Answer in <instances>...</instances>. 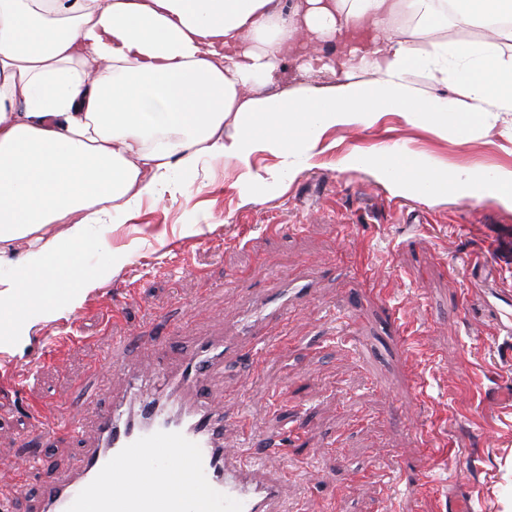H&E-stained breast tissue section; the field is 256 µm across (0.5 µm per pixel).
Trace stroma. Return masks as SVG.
<instances>
[{
    "instance_id": "1",
    "label": "stroma",
    "mask_w": 512,
    "mask_h": 512,
    "mask_svg": "<svg viewBox=\"0 0 512 512\" xmlns=\"http://www.w3.org/2000/svg\"><path fill=\"white\" fill-rule=\"evenodd\" d=\"M398 29L420 43L512 52L489 29L453 20ZM354 151L374 167H347ZM402 153L438 172L512 169V112L463 131L383 112L329 128L288 170L272 151L246 166L202 160L175 174L190 192L118 216L82 256L97 287L74 306L56 300L57 316L35 320L21 343H0V376L22 386L0 387V461L40 452L53 463L23 470L18 512H38L46 477H67L94 443L97 406L123 393L129 369L154 364L152 348L129 359L113 337H175L165 360L175 371L199 338L223 339L227 315L295 279L311 297L287 324L263 327L283 347L248 360L251 340L240 338L214 384L225 444L285 439L264 468L296 512H512V358L500 351L512 337H498L471 276L512 292V208L485 191L448 189L431 202L397 193L377 170ZM247 171L265 178L264 202L241 195ZM123 253L129 261L114 263ZM27 401L42 405L38 421ZM62 411L86 420L82 434L59 427Z\"/></svg>"
}]
</instances>
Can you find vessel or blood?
<instances>
[{
    "label": "vessel or blood",
    "mask_w": 512,
    "mask_h": 512,
    "mask_svg": "<svg viewBox=\"0 0 512 512\" xmlns=\"http://www.w3.org/2000/svg\"><path fill=\"white\" fill-rule=\"evenodd\" d=\"M307 286L282 289L261 307L239 312L236 333L270 344L262 318H288V302ZM234 336L206 338L184 354L180 371L164 365L129 374L121 396L101 407L96 447L84 449L71 473L45 482V512H288L282 479L268 475L247 449L224 443V409L210 382L224 371Z\"/></svg>",
    "instance_id": "1"
}]
</instances>
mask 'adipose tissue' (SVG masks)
<instances>
[{
    "instance_id": "ef3b65f1",
    "label": "adipose tissue",
    "mask_w": 512,
    "mask_h": 512,
    "mask_svg": "<svg viewBox=\"0 0 512 512\" xmlns=\"http://www.w3.org/2000/svg\"><path fill=\"white\" fill-rule=\"evenodd\" d=\"M401 12L420 30L453 16L512 40V0H306L288 15L278 0H0V327L23 332L20 311L94 288L80 251L143 199L189 192L173 175L201 158L301 155L380 112L439 127L512 112V55L415 47L391 25ZM313 35L336 42L325 66L341 82L268 93L294 49L311 57ZM365 64L373 79L349 80ZM416 67L464 99L426 96ZM379 175L426 201L478 184L512 206V170L444 178L406 158Z\"/></svg>"
}]
</instances>
